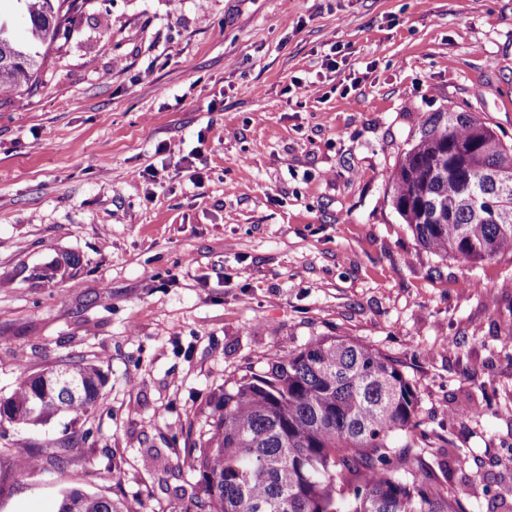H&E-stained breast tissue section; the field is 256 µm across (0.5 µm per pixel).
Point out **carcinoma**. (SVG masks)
<instances>
[{"label":"carcinoma","instance_id":"obj_1","mask_svg":"<svg viewBox=\"0 0 512 512\" xmlns=\"http://www.w3.org/2000/svg\"><path fill=\"white\" fill-rule=\"evenodd\" d=\"M22 2L31 38L47 46L81 8L78 0ZM38 70L35 56L0 19V93L32 89ZM452 145L465 149L461 161L475 170L469 185L448 173ZM387 182L393 208L430 253L475 262L512 254V146L476 113H431ZM475 195L485 201L473 202ZM79 264L67 255L28 278L52 281ZM62 368L81 386L80 395L55 388L51 369L24 374L4 398L10 411H0V425L37 426L95 411L101 368ZM417 408L416 392L396 363L346 336L275 355L266 371L245 374L224 392L208 429L184 448L202 478V494L186 512H466L458 489L421 455L391 443L397 431L416 426ZM79 455V442L69 438L47 463L63 472ZM131 504L67 489L58 512H131Z\"/></svg>","mask_w":512,"mask_h":512}]
</instances>
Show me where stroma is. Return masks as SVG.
<instances>
[{
    "label": "stroma",
    "instance_id": "35a3bbf8",
    "mask_svg": "<svg viewBox=\"0 0 512 512\" xmlns=\"http://www.w3.org/2000/svg\"><path fill=\"white\" fill-rule=\"evenodd\" d=\"M448 110L512 145V0H85L38 89L0 97V398L65 360L106 382L87 416L0 426V512H57L69 488L185 512L189 430L329 336L413 385L396 445L468 512H512V255L439 258L388 193ZM64 254L75 274L26 280ZM68 437L65 472L18 475Z\"/></svg>",
    "mask_w": 512,
    "mask_h": 512
}]
</instances>
